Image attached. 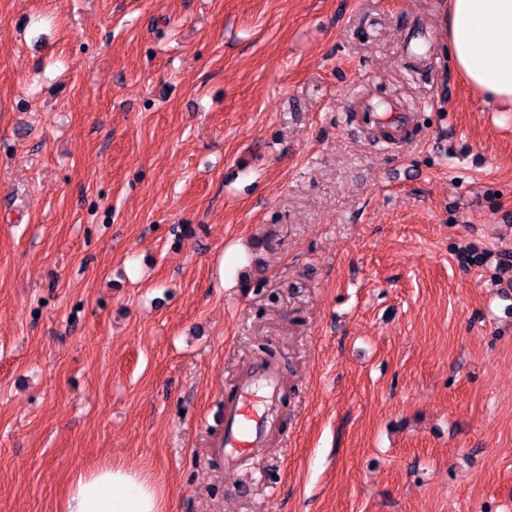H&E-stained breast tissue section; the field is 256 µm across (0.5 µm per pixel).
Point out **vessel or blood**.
I'll use <instances>...</instances> for the list:
<instances>
[{
  "label": "vessel or blood",
  "mask_w": 512,
  "mask_h": 512,
  "mask_svg": "<svg viewBox=\"0 0 512 512\" xmlns=\"http://www.w3.org/2000/svg\"><path fill=\"white\" fill-rule=\"evenodd\" d=\"M280 376L268 366L256 364L239 379L240 394L224 414V459L234 467L241 454H258L265 446L268 427L266 410L280 391Z\"/></svg>",
  "instance_id": "vessel-or-blood-1"
}]
</instances>
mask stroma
<instances>
[{"mask_svg":"<svg viewBox=\"0 0 512 512\" xmlns=\"http://www.w3.org/2000/svg\"><path fill=\"white\" fill-rule=\"evenodd\" d=\"M447 12L0 0V512L106 461L168 512H512V112ZM238 386L239 397L224 413V459L228 468L235 466L242 453L256 455L265 447L269 421L266 411L275 404L281 382L274 369L255 364L241 375ZM256 396L259 400L254 402Z\"/></svg>","mask_w":512,"mask_h":512,"instance_id":"stroma-1","label":"stroma"}]
</instances>
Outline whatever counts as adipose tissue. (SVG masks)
Returning a JSON list of instances; mask_svg holds the SVG:
<instances>
[{
  "mask_svg": "<svg viewBox=\"0 0 512 512\" xmlns=\"http://www.w3.org/2000/svg\"><path fill=\"white\" fill-rule=\"evenodd\" d=\"M454 69L486 102L512 108V0H448ZM63 512H164L155 484L105 463L71 482Z\"/></svg>",
  "mask_w": 512,
  "mask_h": 512,
  "instance_id": "1",
  "label": "adipose tissue"
}]
</instances>
